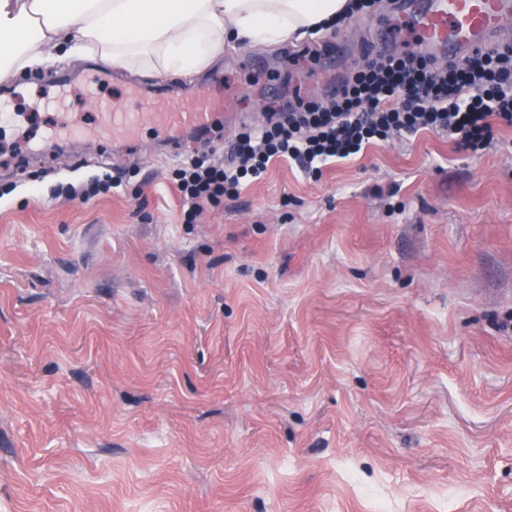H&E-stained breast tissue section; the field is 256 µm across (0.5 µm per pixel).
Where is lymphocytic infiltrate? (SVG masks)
Listing matches in <instances>:
<instances>
[{
  "instance_id": "lymphocytic-infiltrate-1",
  "label": "lymphocytic infiltrate",
  "mask_w": 512,
  "mask_h": 512,
  "mask_svg": "<svg viewBox=\"0 0 512 512\" xmlns=\"http://www.w3.org/2000/svg\"><path fill=\"white\" fill-rule=\"evenodd\" d=\"M504 127L512 128L511 50L489 48L445 65L424 54L368 53L336 96L243 127L227 158L194 153L173 166L171 181L191 224L207 207L236 198L275 158L316 176L327 162L396 135L444 131L456 151L475 154L492 148Z\"/></svg>"
}]
</instances>
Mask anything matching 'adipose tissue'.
Returning a JSON list of instances; mask_svg holds the SVG:
<instances>
[{"instance_id": "ef3b65f1", "label": "adipose tissue", "mask_w": 512, "mask_h": 512, "mask_svg": "<svg viewBox=\"0 0 512 512\" xmlns=\"http://www.w3.org/2000/svg\"><path fill=\"white\" fill-rule=\"evenodd\" d=\"M350 9V0H0V78L61 47L109 66L191 74L225 48L300 40Z\"/></svg>"}]
</instances>
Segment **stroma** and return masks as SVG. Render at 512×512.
<instances>
[{"mask_svg": "<svg viewBox=\"0 0 512 512\" xmlns=\"http://www.w3.org/2000/svg\"><path fill=\"white\" fill-rule=\"evenodd\" d=\"M376 19L0 106V512H512V130L423 131L310 179L274 162L180 221L155 131L103 145L126 83L236 90L241 124L326 97ZM57 127L51 155L31 143ZM117 172L89 200L66 188Z\"/></svg>", "mask_w": 512, "mask_h": 512, "instance_id": "35a3bbf8", "label": "stroma"}]
</instances>
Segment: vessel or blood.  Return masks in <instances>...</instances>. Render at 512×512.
<instances>
[{
	"label": "vessel or blood",
	"instance_id": "b4317fda",
	"mask_svg": "<svg viewBox=\"0 0 512 512\" xmlns=\"http://www.w3.org/2000/svg\"><path fill=\"white\" fill-rule=\"evenodd\" d=\"M511 16L512 0H392L376 42L364 44L363 49L373 51L376 44L387 41L391 28L404 27L433 56L454 60L486 47ZM126 94L141 104V111L128 112L123 102H114L111 111L101 115L104 127L113 134L161 121L164 141L173 151L181 148L191 132L212 129L216 115L235 100L233 93L212 86L186 88L174 104L160 93L146 95L138 85L128 86Z\"/></svg>",
	"mask_w": 512,
	"mask_h": 512
}]
</instances>
